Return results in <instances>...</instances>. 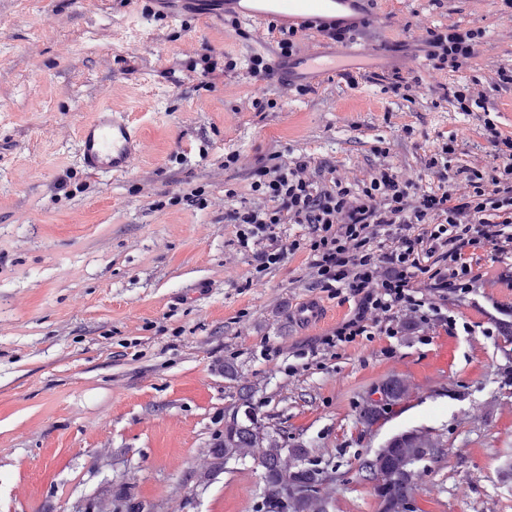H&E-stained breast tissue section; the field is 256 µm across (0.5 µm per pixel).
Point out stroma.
Instances as JSON below:
<instances>
[{
	"label": "stroma",
	"instance_id": "35a3bbf8",
	"mask_svg": "<svg viewBox=\"0 0 512 512\" xmlns=\"http://www.w3.org/2000/svg\"><path fill=\"white\" fill-rule=\"evenodd\" d=\"M0 0V512H75L127 489L147 512H257L251 459L209 483V450L252 392L259 420L288 428L337 480L330 512H377L361 462L392 436L426 431L439 455L418 466L422 512H512V287L489 277L453 310L469 331L377 336L317 358L308 350L349 312L310 286L305 251L255 273L224 221V191L250 194L257 160L277 151L360 180L383 163L419 184L424 159L455 135L452 166L494 160L483 121L444 101L441 84L479 80L488 119L512 135V8L503 0H375L384 19L341 45L312 32L306 48L345 55L358 86L291 72L312 93L256 87L245 66L270 56L266 27L227 31L217 0ZM482 30L469 68L432 71L416 30ZM237 59L212 86L183 81L205 49ZM400 71L422 87L407 101L368 81ZM273 112L248 108L257 90ZM132 117L145 148L118 177L84 168L76 141L98 109ZM388 148V156L376 147ZM239 156L225 170L224 155ZM66 181L67 190L54 184ZM199 189L205 207L176 202ZM316 301L314 322L299 316ZM232 374H225V362ZM409 388L385 420L359 407L391 378Z\"/></svg>",
	"mask_w": 512,
	"mask_h": 512
}]
</instances>
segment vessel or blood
<instances>
[{
    "instance_id": "1",
    "label": "vessel or blood",
    "mask_w": 512,
    "mask_h": 512,
    "mask_svg": "<svg viewBox=\"0 0 512 512\" xmlns=\"http://www.w3.org/2000/svg\"><path fill=\"white\" fill-rule=\"evenodd\" d=\"M229 5L242 21L251 24L275 20L332 25L349 19L356 12L352 0H260L256 7L245 6L243 0H230ZM301 63L325 75H337L343 71L336 59L324 57L317 51L302 57ZM142 148V140L128 115L105 112L81 128L77 155L87 169L116 175L128 170Z\"/></svg>"
}]
</instances>
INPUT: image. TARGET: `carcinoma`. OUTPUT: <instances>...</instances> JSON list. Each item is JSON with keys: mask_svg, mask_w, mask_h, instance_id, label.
<instances>
[{"mask_svg": "<svg viewBox=\"0 0 512 512\" xmlns=\"http://www.w3.org/2000/svg\"><path fill=\"white\" fill-rule=\"evenodd\" d=\"M384 403L394 405L408 394V388L398 378L388 380L380 388ZM383 408L369 401L360 409L359 420L373 425ZM259 420L253 415L224 427L210 448V469L203 479L224 471L231 460L251 457L263 471L262 508L258 512H329L330 502L321 492H311L309 487L319 485L326 471L312 463L304 444L288 446V432L272 431L264 435L258 431ZM433 443L426 433L406 432L390 438L372 458L363 462V468H375L385 474L383 491L378 493L379 512H400L401 503L416 490L405 473L410 459L419 449ZM112 512H143L141 503L126 492L110 499Z\"/></svg>", "mask_w": 512, "mask_h": 512, "instance_id": "1", "label": "carcinoma"}]
</instances>
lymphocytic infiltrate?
I'll return each instance as SVG.
<instances>
[{
  "label": "lymphocytic infiltrate",
  "mask_w": 512,
  "mask_h": 512,
  "mask_svg": "<svg viewBox=\"0 0 512 512\" xmlns=\"http://www.w3.org/2000/svg\"><path fill=\"white\" fill-rule=\"evenodd\" d=\"M483 36L457 25L426 28L433 70L468 66ZM498 164L491 170L449 168L455 137L425 159L427 185L390 164L348 183L331 164L281 159L257 167L251 197L224 192V221L237 245L251 253L256 273L278 266L286 253L307 249L313 287L351 304L350 315L322 336L326 354L375 336H422L433 326L456 327L449 301L480 288L477 253L512 260V137L494 133ZM290 224L308 230V243L286 239Z\"/></svg>",
  "instance_id": "lymphocytic-infiltrate-1"
}]
</instances>
